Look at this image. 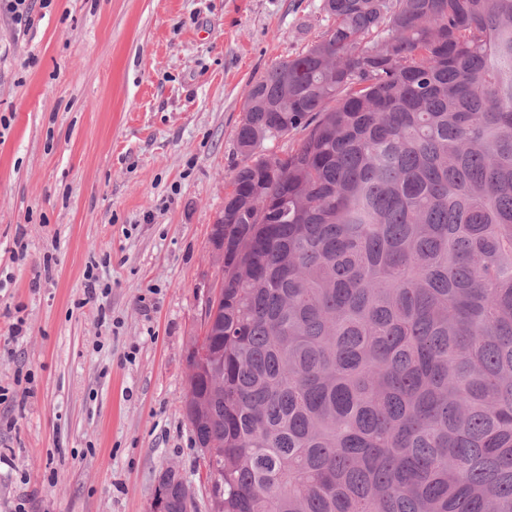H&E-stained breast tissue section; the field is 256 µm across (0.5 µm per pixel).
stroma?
Masks as SVG:
<instances>
[{
	"mask_svg": "<svg viewBox=\"0 0 512 512\" xmlns=\"http://www.w3.org/2000/svg\"><path fill=\"white\" fill-rule=\"evenodd\" d=\"M320 4L54 0L22 29L0 0V385L34 376L0 405V512H151L171 467L203 491L183 400L210 230L249 90Z\"/></svg>",
	"mask_w": 512,
	"mask_h": 512,
	"instance_id": "1",
	"label": "stroma"
}]
</instances>
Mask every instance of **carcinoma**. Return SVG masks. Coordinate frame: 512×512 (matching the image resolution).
<instances>
[{
    "mask_svg": "<svg viewBox=\"0 0 512 512\" xmlns=\"http://www.w3.org/2000/svg\"><path fill=\"white\" fill-rule=\"evenodd\" d=\"M320 10L215 219L208 512H512V0Z\"/></svg>",
    "mask_w": 512,
    "mask_h": 512,
    "instance_id": "1",
    "label": "carcinoma"
}]
</instances>
